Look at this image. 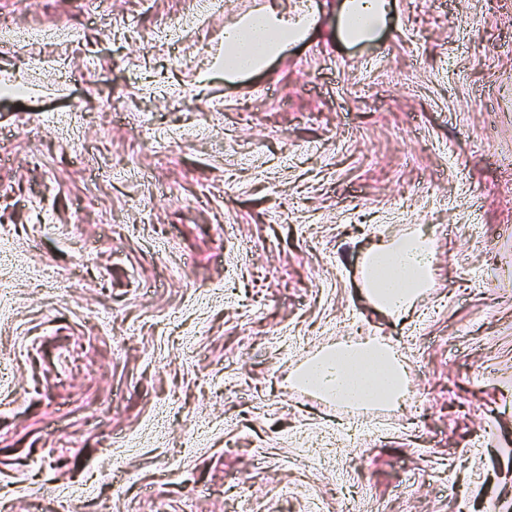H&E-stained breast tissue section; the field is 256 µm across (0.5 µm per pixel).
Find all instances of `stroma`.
<instances>
[{
	"label": "stroma",
	"mask_w": 512,
	"mask_h": 512,
	"mask_svg": "<svg viewBox=\"0 0 512 512\" xmlns=\"http://www.w3.org/2000/svg\"><path fill=\"white\" fill-rule=\"evenodd\" d=\"M339 3L0 0L6 512H512V0H388L356 45ZM265 7L320 33L225 82ZM409 229L434 285L398 321L361 269ZM361 332L404 406L295 382Z\"/></svg>",
	"instance_id": "1"
}]
</instances>
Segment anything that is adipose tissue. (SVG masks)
I'll list each match as a JSON object with an SVG mask.
<instances>
[{"mask_svg": "<svg viewBox=\"0 0 512 512\" xmlns=\"http://www.w3.org/2000/svg\"><path fill=\"white\" fill-rule=\"evenodd\" d=\"M387 0H342L338 33L351 42L367 41L385 21ZM315 25L310 12L287 16L262 9L224 29V54L214 64L225 79L262 71L288 48L306 39ZM365 295L378 311L400 318L410 313L434 275L433 241L411 230L375 247L367 256ZM298 383L322 398L348 405L401 403L407 392V370L390 343L373 336L328 347L296 373Z\"/></svg>", "mask_w": 512, "mask_h": 512, "instance_id": "adipose-tissue-1", "label": "adipose tissue"}]
</instances>
